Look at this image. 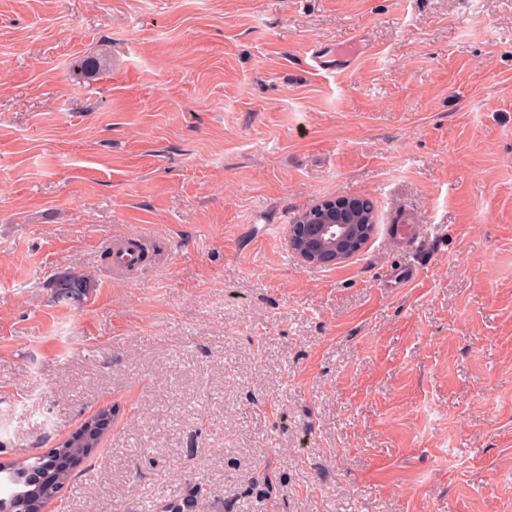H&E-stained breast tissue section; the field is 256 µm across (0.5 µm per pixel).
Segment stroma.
Listing matches in <instances>:
<instances>
[{
  "label": "stroma",
  "instance_id": "obj_1",
  "mask_svg": "<svg viewBox=\"0 0 512 512\" xmlns=\"http://www.w3.org/2000/svg\"><path fill=\"white\" fill-rule=\"evenodd\" d=\"M101 408L49 512H512V0H0V461ZM332 199L337 202V205L330 206L334 212L325 224H297L305 218H314L309 208L296 218L294 224L290 225L289 241L293 237L299 238L300 241L299 251L293 250L303 262L309 265L325 266L342 263L361 252L369 240H363L362 237L357 236L351 229L353 224H343L341 213L346 209L342 205L343 198ZM327 235L333 237L339 244L336 252L322 250ZM128 241L117 242L108 240L104 242V248L109 250L112 255V266L114 269H127L133 266L138 259V252ZM52 286L58 288L64 298H74L84 294L87 288H90V279L84 274L75 273L62 281L54 282Z\"/></svg>",
  "mask_w": 512,
  "mask_h": 512
}]
</instances>
